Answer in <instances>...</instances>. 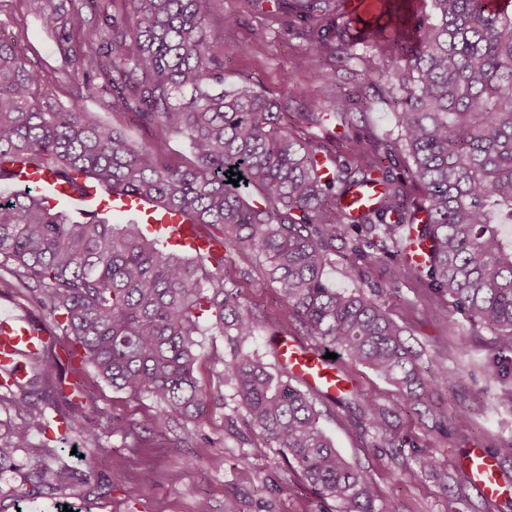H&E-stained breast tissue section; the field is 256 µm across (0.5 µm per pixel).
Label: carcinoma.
Masks as SVG:
<instances>
[{
    "mask_svg": "<svg viewBox=\"0 0 512 512\" xmlns=\"http://www.w3.org/2000/svg\"><path fill=\"white\" fill-rule=\"evenodd\" d=\"M36 5L58 34L75 80L147 134L140 144L78 107L51 102L40 75L15 44L0 38V183L32 168L74 188L123 190L159 208L178 210L198 234L226 251L257 253L284 311L319 347L340 348L403 391L414 407L416 389H456L440 366L422 376L419 355L372 298L330 286L323 278L328 251L341 228H352L418 276L435 298L423 314L440 320L452 310L498 336V372L512 371V7L491 0H430L411 11L389 5L383 25L364 24L367 49L395 48L386 67L362 70L354 94L341 93L334 111L314 104L300 114L320 127L346 128L368 109L370 86L388 106L397 134L368 139L358 161L335 140L327 145L288 127V113L243 82L217 90L224 38L209 29L202 0H133L132 22L108 13L112 0H90L105 14L101 47L82 51L74 28L58 21L50 0ZM331 0H289L296 24L332 14ZM354 40L336 26V42L320 41L296 65L322 76L315 59L349 60ZM185 139L189 157L167 162L170 138ZM239 183L228 182L230 173ZM367 186L371 205L354 214L340 200ZM427 245L423 264L408 261L414 226ZM0 267L30 292L52 328L69 341L68 359L90 366L112 387L150 396L161 424L203 416L224 405V387L245 408L251 426L278 442L304 482L340 512H376V490L347 463L319 425L310 394L267 370L247 346L266 325L224 279V254L184 259L148 237L135 221L112 224L96 212L74 216L32 188L0 192ZM224 337L230 358L208 389L198 385L202 354L196 337ZM32 375L0 382V406L25 430L13 448H31L29 432L52 428L53 408L64 432L97 445L99 424L84 420L95 406L83 392L73 403L50 384L59 357L49 348L28 355ZM339 399L355 403L369 425L389 428L388 412L353 388ZM30 491L74 484L73 470L45 462L50 441L36 447Z\"/></svg>",
    "mask_w": 512,
    "mask_h": 512,
    "instance_id": "cac0c4a2",
    "label": "carcinoma"
}]
</instances>
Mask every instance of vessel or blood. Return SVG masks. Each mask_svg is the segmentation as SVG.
<instances>
[{
  "instance_id": "1",
  "label": "vessel or blood",
  "mask_w": 512,
  "mask_h": 512,
  "mask_svg": "<svg viewBox=\"0 0 512 512\" xmlns=\"http://www.w3.org/2000/svg\"><path fill=\"white\" fill-rule=\"evenodd\" d=\"M20 184L44 193L53 205L80 210L109 212L116 216L135 215L146 224L151 234L165 243L201 253L207 248L204 238L196 233L186 215L177 211L155 212L137 197L115 191L107 195L95 191H80L59 184L48 174H29L19 179ZM49 342L46 331L38 329L28 318L0 313V371L10 379L26 376L27 355ZM278 363L295 379L308 388L334 398L346 389L345 380L336 369L335 360L324 352L296 344L288 337H279L275 343ZM462 468L471 481L490 498L501 494L504 474L502 460L485 448H474L462 461Z\"/></svg>"
}]
</instances>
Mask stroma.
I'll return each mask as SVG.
<instances>
[{"label": "stroma", "instance_id": "35a3bbf8", "mask_svg": "<svg viewBox=\"0 0 512 512\" xmlns=\"http://www.w3.org/2000/svg\"><path fill=\"white\" fill-rule=\"evenodd\" d=\"M208 20L224 31L221 76L225 85L249 82L256 90L287 105L288 125L298 134L318 140L344 137L355 148L369 133L393 130L391 113L374 110L356 117L350 129L335 122L306 128L300 114L310 102L330 105L337 90L357 87L363 62L334 63L331 79L314 82L298 69L296 57L310 50L308 35L292 28L278 0H209ZM0 37L15 41L50 91L53 101L79 105L103 123L122 129L133 142L145 133L130 116H119L88 97L69 76L54 30L34 11L17 7L16 0H0ZM253 254L235 250L224 254V277L242 292L244 304L265 317L271 330H287L303 345H313L304 326L286 317L274 285L263 282ZM389 258H360L351 244L336 240L324 269L333 287L359 290L377 300L402 328L403 337L420 355L422 372L442 363L454 373L459 389L454 395L428 394L426 403L403 408L396 389L371 369L355 364L345 354L336 361L348 386L357 388L389 413L390 429L372 428L357 405H344L321 396L316 400L319 423L335 448L364 470L378 490L377 506L397 512H512V459L504 471L505 493L488 499L460 468V459L472 448H498L512 441V375L497 373L494 336L474 328L457 314L435 322L422 315L430 295L425 279L403 273L392 278ZM0 311L30 317L41 325L49 319L31 302L26 289L0 269ZM64 390L83 389L109 412L136 426L138 438L103 432L99 444L87 443L76 433L32 435L34 444L50 439L57 455L70 465L80 482L65 491L33 495L25 477L35 462L30 448L15 449L0 467V512H197L207 502L209 512H339L334 502L320 500L290 467L273 440L251 429L246 413L234 401L211 408L193 421L160 430L157 406L146 396L131 397L102 381L92 368L74 371L62 362L53 375ZM434 412H427V404ZM467 417L468 429L456 430L457 416ZM434 455L448 474L440 477L415 469L419 457ZM113 474L111 485L84 482L88 465Z\"/></svg>", "mask_w": 512, "mask_h": 512}]
</instances>
